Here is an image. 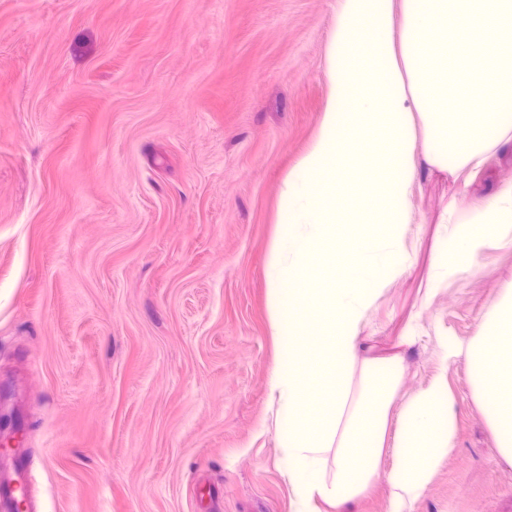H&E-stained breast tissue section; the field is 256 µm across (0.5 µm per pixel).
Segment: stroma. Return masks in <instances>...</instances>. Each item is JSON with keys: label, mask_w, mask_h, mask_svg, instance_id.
Returning a JSON list of instances; mask_svg holds the SVG:
<instances>
[{"label": "stroma", "mask_w": 512, "mask_h": 512, "mask_svg": "<svg viewBox=\"0 0 512 512\" xmlns=\"http://www.w3.org/2000/svg\"><path fill=\"white\" fill-rule=\"evenodd\" d=\"M336 3L0 0V391L22 427L0 465L28 512H294L264 266ZM508 181L512 142L465 192L420 165L414 268L359 340L400 357L399 397L447 383L456 450L415 512H512L465 356L512 248L424 295L443 209Z\"/></svg>", "instance_id": "stroma-1"}]
</instances>
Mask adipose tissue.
I'll use <instances>...</instances> for the list:
<instances>
[{
	"instance_id": "adipose-tissue-1",
	"label": "adipose tissue",
	"mask_w": 512,
	"mask_h": 512,
	"mask_svg": "<svg viewBox=\"0 0 512 512\" xmlns=\"http://www.w3.org/2000/svg\"><path fill=\"white\" fill-rule=\"evenodd\" d=\"M324 78L322 120L282 182L265 265L281 470L295 512L320 501L343 512L382 477L387 512H412L456 448L455 418L437 379L405 399L388 432L400 359L359 360V337L383 290L413 267L419 163L473 174L512 141V0H338ZM448 213L430 294L477 268L486 248L512 247V183ZM466 357L512 460V278Z\"/></svg>"
}]
</instances>
